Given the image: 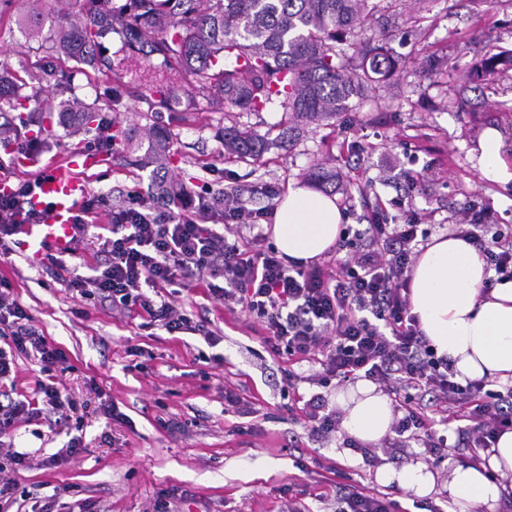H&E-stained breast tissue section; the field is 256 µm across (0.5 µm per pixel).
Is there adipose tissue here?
I'll return each instance as SVG.
<instances>
[{"instance_id":"adipose-tissue-1","label":"adipose tissue","mask_w":512,"mask_h":512,"mask_svg":"<svg viewBox=\"0 0 512 512\" xmlns=\"http://www.w3.org/2000/svg\"><path fill=\"white\" fill-rule=\"evenodd\" d=\"M478 146L482 175L511 181L512 167L501 155V132L486 130ZM342 223L334 197L294 183L278 199L266 230L286 260L306 266L332 249ZM487 276L483 257L468 241L450 233L433 236L412 268L410 313L437 355L452 361L459 379L512 382V281L486 292ZM336 401L343 411L342 428L355 441L375 445L389 434L393 409L373 383H358ZM481 457L477 464H449L444 486L451 512H492L512 501V430L482 450ZM376 480L420 498L431 496L438 484L423 463L382 466Z\"/></svg>"}]
</instances>
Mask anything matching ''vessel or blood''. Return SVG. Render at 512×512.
<instances>
[{
    "instance_id": "vessel-or-blood-1",
    "label": "vessel or blood",
    "mask_w": 512,
    "mask_h": 512,
    "mask_svg": "<svg viewBox=\"0 0 512 512\" xmlns=\"http://www.w3.org/2000/svg\"><path fill=\"white\" fill-rule=\"evenodd\" d=\"M94 163V158L89 156H72L46 165L40 193L49 206L48 217L44 223L23 228L24 246L32 255H41L48 247L60 251L70 247L73 215L88 193L85 173Z\"/></svg>"
}]
</instances>
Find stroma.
Here are the masks:
<instances>
[{
    "label": "stroma",
    "mask_w": 512,
    "mask_h": 512,
    "mask_svg": "<svg viewBox=\"0 0 512 512\" xmlns=\"http://www.w3.org/2000/svg\"><path fill=\"white\" fill-rule=\"evenodd\" d=\"M76 9L75 0H0V73L24 85L32 123L49 144L28 162L0 148L16 173L32 176L49 161L83 153L98 159L86 173L91 193L148 192L153 172L135 165L133 148L155 124L170 136L168 180L217 191L251 189L254 210L273 209L290 183H306L308 170L329 157L349 185L348 194L336 198L346 223L366 224L377 214L435 224L448 234L461 213L480 210L487 223L512 225V182L482 178L476 153L483 131L499 128L512 166V68L466 80L484 54L512 55V0H427L415 19L397 2L386 12L394 74L374 83L335 124L309 126L289 151L273 149L258 161L226 158L224 128L236 123L266 132L280 121L281 108L228 117L202 91L193 92V108L160 106L137 77L143 67L137 53L128 52L118 66L90 68L51 49L47 37L57 14ZM63 100L101 109L112 123L111 148H97L95 132L61 125L55 107ZM1 277L67 356L58 379L80 406L85 446L76 462L52 469L11 465L0 447V472L15 484L9 512H31L57 492L64 502L57 512L79 499L93 502L96 512H152L171 490L183 495L179 512H288L289 502L306 491L314 495L312 512H336L338 473L373 488L383 464L430 458L419 437L365 452L351 448L340 429L309 438L300 411H288L280 395L284 368L305 376L302 393L322 394L329 404L343 382L312 384L317 363L292 366L265 352L261 323L225 309L201 286L182 290L173 303L207 320L220 338L214 346L198 334L140 327L80 297L21 248L0 264ZM216 354L223 364L212 363ZM228 389L237 405L225 404ZM104 398L129 423L106 419L99 410ZM165 420L181 422L180 431L163 429ZM12 435L16 450L34 453L37 461L69 440L66 433L51 434L42 419L16 422ZM293 436L295 448L288 444Z\"/></svg>",
    "instance_id": "35a3bbf8"
}]
</instances>
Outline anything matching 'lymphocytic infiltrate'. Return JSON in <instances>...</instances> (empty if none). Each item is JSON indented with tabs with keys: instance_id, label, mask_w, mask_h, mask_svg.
Here are the masks:
<instances>
[{
	"instance_id": "f902f5d3",
	"label": "lymphocytic infiltrate",
	"mask_w": 512,
	"mask_h": 512,
	"mask_svg": "<svg viewBox=\"0 0 512 512\" xmlns=\"http://www.w3.org/2000/svg\"><path fill=\"white\" fill-rule=\"evenodd\" d=\"M0 263L12 253L7 240L25 224L45 221L48 210L37 196L40 177L18 176L0 161ZM106 216L105 232H96ZM221 217L223 231L209 227ZM258 214L249 209L242 190L198 193L181 188L164 199H145L130 192L118 206L103 196H86L73 218V244L93 240L88 274L67 270L62 257L47 254L46 266L67 270L68 290L97 298L113 309L142 319L144 327L167 333L203 334L209 344L218 339L205 320L179 311L173 294L202 284L209 298L225 308L255 314L266 331L268 352L300 361H317L322 379L366 377L391 386L404 411L392 430L397 435L424 432L431 454L445 459L450 444L490 447L495 436L512 429V388L501 392L487 381L459 382L452 364L437 356L409 311V274L419 245L429 231L408 222L390 224L372 218L365 228H346L336 244L337 257L325 265L301 267L285 263L261 236L240 243L239 228L253 226ZM466 238L494 270L484 289L512 279V227L489 224L483 214L468 212L460 220ZM10 283L0 279V381L10 379L12 352L30 353L40 365L33 398L0 403V436L15 421L55 416L70 420L78 410L63 394L56 377L64 352L35 327L33 318L8 294ZM300 376L283 373V384L300 403L309 435L332 432L336 420L326 413L321 395L303 396ZM442 408L439 433L421 407V400ZM338 512H394L386 494L353 484L336 487Z\"/></svg>"
}]
</instances>
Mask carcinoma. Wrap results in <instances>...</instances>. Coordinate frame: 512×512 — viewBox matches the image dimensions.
Segmentation results:
<instances>
[{
	"label": "carcinoma",
	"instance_id": "cac0c4a2",
	"mask_svg": "<svg viewBox=\"0 0 512 512\" xmlns=\"http://www.w3.org/2000/svg\"><path fill=\"white\" fill-rule=\"evenodd\" d=\"M80 17H58L52 47L95 67L94 51L115 34L121 44L143 48L148 66L174 74L153 85L178 99L179 82L208 92L226 112H262L277 104L284 112L276 137L233 123L224 128V152L258 160L271 148L287 149L305 127L330 125L351 108L376 78L386 79L395 62L386 48L389 34L378 26L382 0H76ZM358 41L349 55L344 45ZM158 55L161 61L152 63ZM28 96L7 95L16 112V132L29 131ZM74 118L101 129L106 117L94 107ZM147 161L166 164L167 135L148 128ZM318 188H336V167L324 161L307 173Z\"/></svg>",
	"mask_w": 512,
	"mask_h": 512
}]
</instances>
